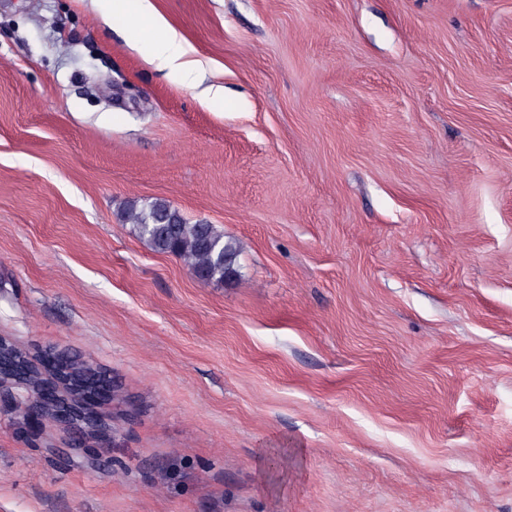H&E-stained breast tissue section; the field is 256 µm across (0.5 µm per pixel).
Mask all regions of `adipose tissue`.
Here are the masks:
<instances>
[{
	"label": "adipose tissue",
	"instance_id": "adipose-tissue-1",
	"mask_svg": "<svg viewBox=\"0 0 512 512\" xmlns=\"http://www.w3.org/2000/svg\"><path fill=\"white\" fill-rule=\"evenodd\" d=\"M124 26V38L142 47L156 68L180 80H197L203 63L194 58L183 35L156 9L153 0H92Z\"/></svg>",
	"mask_w": 512,
	"mask_h": 512
}]
</instances>
